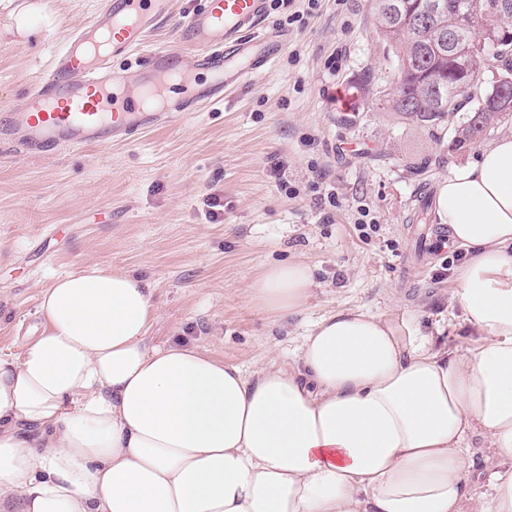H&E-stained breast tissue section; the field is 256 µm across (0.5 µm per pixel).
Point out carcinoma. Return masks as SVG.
<instances>
[{
	"label": "carcinoma",
	"instance_id": "1",
	"mask_svg": "<svg viewBox=\"0 0 512 512\" xmlns=\"http://www.w3.org/2000/svg\"><path fill=\"white\" fill-rule=\"evenodd\" d=\"M430 0H373L378 33L396 60L390 87L379 100L401 119L428 130L448 127L449 148L464 151L512 121L496 104V76L512 77V0H443L425 37L411 31L425 20ZM396 5L400 17L392 18ZM457 36V48L443 37Z\"/></svg>",
	"mask_w": 512,
	"mask_h": 512
}]
</instances>
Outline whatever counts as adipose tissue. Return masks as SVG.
Masks as SVG:
<instances>
[{
    "label": "adipose tissue",
    "instance_id": "1",
    "mask_svg": "<svg viewBox=\"0 0 512 512\" xmlns=\"http://www.w3.org/2000/svg\"><path fill=\"white\" fill-rule=\"evenodd\" d=\"M467 248L453 299L465 351L344 308L293 364L244 374L186 342H150L139 275L90 262L45 288L44 331L0 354V512H512V134L437 185ZM301 260L266 266L254 309L296 315ZM495 452L486 495L463 448Z\"/></svg>",
    "mask_w": 512,
    "mask_h": 512
}]
</instances>
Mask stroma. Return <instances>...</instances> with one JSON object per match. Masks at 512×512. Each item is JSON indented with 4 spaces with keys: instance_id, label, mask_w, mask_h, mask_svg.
Segmentation results:
<instances>
[{
    "instance_id": "obj_1",
    "label": "stroma",
    "mask_w": 512,
    "mask_h": 512,
    "mask_svg": "<svg viewBox=\"0 0 512 512\" xmlns=\"http://www.w3.org/2000/svg\"><path fill=\"white\" fill-rule=\"evenodd\" d=\"M33 33L0 15V106L21 98L104 0H20ZM205 0H174L154 49L192 51L179 28ZM288 46L271 70L223 103L110 147L42 159L0 152V354L43 329L42 291L84 262L147 277L158 314L151 340L181 339L252 373L276 350L294 362L308 324L339 307L383 316L407 336L460 351L475 339L452 299L464 249L420 254L410 219L469 152L360 96L337 109L336 85H388L394 59L371 0H293L270 11ZM424 163L414 174L406 161ZM224 200L211 222L206 199ZM375 225L362 237L358 221ZM298 258L316 286L302 314L272 320L244 290L271 263Z\"/></svg>"
}]
</instances>
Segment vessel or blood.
Masks as SVG:
<instances>
[{"label":"vessel or blood","instance_id":"b4317fda","mask_svg":"<svg viewBox=\"0 0 512 512\" xmlns=\"http://www.w3.org/2000/svg\"><path fill=\"white\" fill-rule=\"evenodd\" d=\"M170 15L171 0H112L55 54L20 110L0 119V144L49 157L128 141L223 101L271 69L288 44L287 33L264 25L269 0H208L182 23L191 67L175 51L153 52L133 70L109 67L110 53L141 50ZM174 83L185 96H168Z\"/></svg>","mask_w":512,"mask_h":512}]
</instances>
